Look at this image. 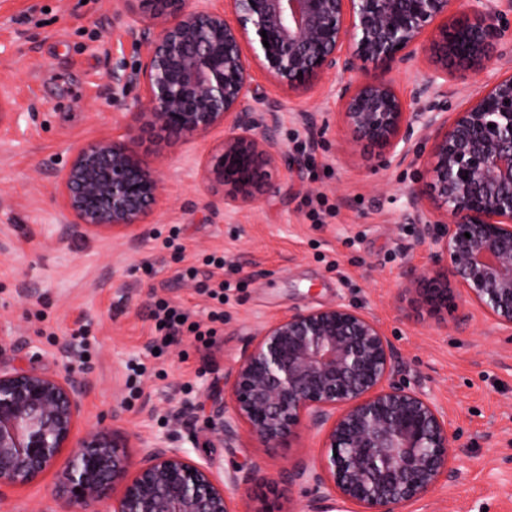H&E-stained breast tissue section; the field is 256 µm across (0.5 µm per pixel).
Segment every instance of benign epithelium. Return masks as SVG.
<instances>
[{"label": "benign epithelium", "instance_id": "1", "mask_svg": "<svg viewBox=\"0 0 512 512\" xmlns=\"http://www.w3.org/2000/svg\"><path fill=\"white\" fill-rule=\"evenodd\" d=\"M115 21L144 49L112 72V94H138L135 124L78 147L57 174L64 231L137 239L160 196V178L139 152L138 127L184 142L224 128L206 178L230 202H253L262 167L284 157L278 106L253 87L256 61L288 93L330 75L344 127L388 157L424 163L433 207L407 191L418 241L445 264L408 266L400 285L431 308L460 298L512 335V68L464 104L448 106V60L472 70L512 24L498 0H117ZM267 37H262L261 32ZM269 46H264L263 41ZM430 47L436 67L414 79L411 97L389 76ZM376 63L360 79L342 76ZM470 237H465V234ZM397 348L359 307L335 303L294 310L263 327L226 379L227 400L205 417L216 441L244 425L266 444L303 431L322 438L319 464H301L288 483L312 490L308 512L340 499L361 512H395L451 476L448 417L401 384ZM85 383L0 349V488L35 483L67 448V512H235L233 489L275 479L258 469L222 473L164 439L132 455L117 429L74 441Z\"/></svg>", "mask_w": 512, "mask_h": 512}]
</instances>
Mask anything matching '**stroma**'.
Listing matches in <instances>:
<instances>
[{"instance_id": "1", "label": "stroma", "mask_w": 512, "mask_h": 512, "mask_svg": "<svg viewBox=\"0 0 512 512\" xmlns=\"http://www.w3.org/2000/svg\"><path fill=\"white\" fill-rule=\"evenodd\" d=\"M115 0H0V346L14 339L87 391L77 432L122 428L131 444L166 434L192 458L224 469L260 467L280 481V512H306L309 490L282 482L300 461L317 462L321 439L301 433L278 445L246 428L213 441L204 423L211 387L223 386L263 326L296 309L357 303L399 351L407 382L448 417L453 475L399 512H512V336L476 308L429 312L402 293L405 265L433 267L406 220L409 187L423 168L396 166L346 137L323 78L291 96L256 71L260 92L280 105V142L302 165L272 169L253 203L222 204L206 180L223 130L191 143L147 130L142 150L161 195L146 236L127 242L66 235L54 196L72 152L119 133L128 107L112 103V65L142 57L114 21ZM225 281L223 300L211 286ZM166 302L207 326L210 345L183 332L155 349L154 311ZM60 468L0 495V512H64Z\"/></svg>"}]
</instances>
